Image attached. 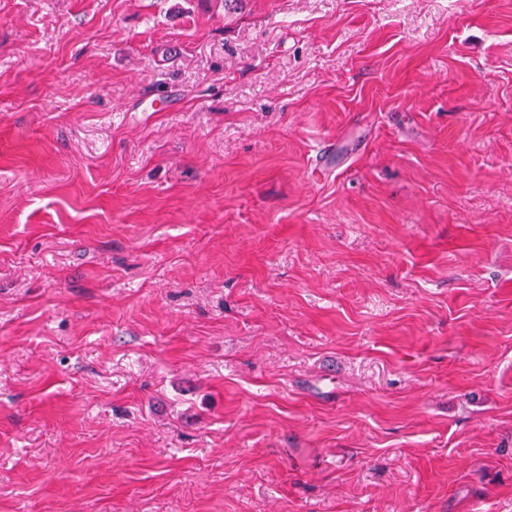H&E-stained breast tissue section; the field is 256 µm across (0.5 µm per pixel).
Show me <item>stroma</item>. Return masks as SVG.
I'll list each match as a JSON object with an SVG mask.
<instances>
[{"label": "stroma", "mask_w": 512, "mask_h": 512, "mask_svg": "<svg viewBox=\"0 0 512 512\" xmlns=\"http://www.w3.org/2000/svg\"><path fill=\"white\" fill-rule=\"evenodd\" d=\"M0 512H512V0H0Z\"/></svg>", "instance_id": "35a3bbf8"}]
</instances>
